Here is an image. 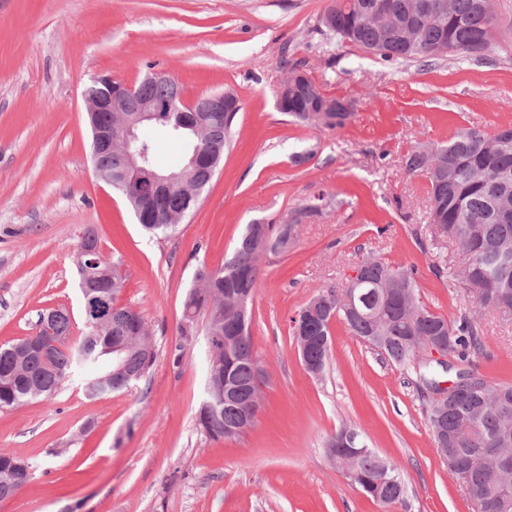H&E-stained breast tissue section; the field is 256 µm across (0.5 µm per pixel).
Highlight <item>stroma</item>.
I'll use <instances>...</instances> for the list:
<instances>
[{"instance_id":"stroma-1","label":"stroma","mask_w":512,"mask_h":512,"mask_svg":"<svg viewBox=\"0 0 512 512\" xmlns=\"http://www.w3.org/2000/svg\"><path fill=\"white\" fill-rule=\"evenodd\" d=\"M331 0H0V346L62 307L85 324L75 255L85 228L125 276L118 305L139 312L152 368L128 390L86 398L72 378L48 401L0 410V452L31 464L0 512H383L332 463L344 426L394 461V512H472L442 463L409 374L334 323L324 372L307 374L291 319L367 257L417 269L419 298L455 321L478 317L477 365L512 382V316L482 313L457 275L462 253L425 254L429 184L405 168L413 146L463 128L512 124V0H494L492 61L386 62L348 43L323 50ZM348 103L344 127L294 122L277 95L291 64ZM162 71L186 98L233 92L241 109L195 208L164 240L95 178L82 92L101 74ZM293 225L288 253L260 260L251 339L263 370L256 425L211 439L196 425L203 336L171 349L199 268H219L246 225ZM450 274L436 277L434 263Z\"/></svg>"}]
</instances>
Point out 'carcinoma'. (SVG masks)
<instances>
[{
  "label": "carcinoma",
  "instance_id": "obj_1",
  "mask_svg": "<svg viewBox=\"0 0 512 512\" xmlns=\"http://www.w3.org/2000/svg\"><path fill=\"white\" fill-rule=\"evenodd\" d=\"M433 11L418 14L412 10L415 0H333L321 19L322 34L329 43L346 42L382 60L428 62L445 56L490 61L495 43L492 35V0H431ZM315 81H297L288 92L286 114L309 125L322 126L320 109L337 99L312 92ZM141 93L161 104L176 100L180 88L170 79L144 80ZM236 118L234 112H212L206 141L227 146ZM170 129L168 113L136 130L135 149L146 151L150 166L161 174L180 172L189 163L199 140L191 130L181 129L172 135L184 143L182 159L169 169L156 164L155 131ZM431 157L440 171L432 177L424 166L422 147H415L406 157V169L425 177L429 183V217L437 216L453 229L456 245L463 255L459 270L468 292L477 289L507 292L504 305L512 313V126L493 133L469 128L457 132L451 141L433 145ZM104 172L114 173L124 167L121 146L98 158ZM197 184L189 194L175 191L163 205L166 213L183 216L192 211L199 195L209 185V177L200 172L193 177ZM152 236L167 237L177 225L163 215L140 220ZM266 235L275 241L270 253L288 252L280 246L288 228L286 224L263 225ZM246 225L232 254L224 265L196 272L195 285L187 293L179 336L172 351L179 362L186 343L197 336V319L207 316L205 335L221 336L229 341L211 351L208 359L206 397L196 417L199 428L214 439L240 435L242 418L247 412L244 401L224 398V377L245 395L260 392L262 371L255 362L250 327L240 333L232 327L226 312L232 308L227 298L244 290L255 295L259 287L258 259L264 254L258 239ZM75 265L79 277L82 304L94 301L102 292L101 281L93 275L105 271L112 276V319L85 321L83 335L73 339L71 319L63 309L50 311L51 326L60 346L44 360L24 349L22 339L0 347V410L15 408L32 400H51L77 372L83 374L82 389L86 397L102 398L120 392L142 377L156 359L143 317L136 311L115 304L123 288L118 265L99 250L92 228L83 231ZM316 316L302 323L301 335L315 336L308 354L327 363L332 348V322L340 320L349 333L366 343L392 364L411 372L421 388L438 383L449 368L424 363L416 357L414 343L430 336H446L452 357L469 366L466 379L480 389L462 398L438 414L425 409L427 426L434 442L438 432L453 434L448 446L440 449L442 462L459 481L473 504V512H512V384L493 381L484 376L473 358L483 352L484 333L480 322L467 315L451 323L421 304L415 269L394 267L374 258L364 270L363 283L356 288V308L351 312L339 301L334 288H322L310 300ZM121 345L126 364L122 376L111 375L112 353L107 348ZM328 455L346 463L347 477L367 496L392 508L406 492L398 466L379 457L372 449L338 448L328 445ZM31 466L9 454L0 453V490L14 496L31 480Z\"/></svg>",
  "mask_w": 512,
  "mask_h": 512
}]
</instances>
